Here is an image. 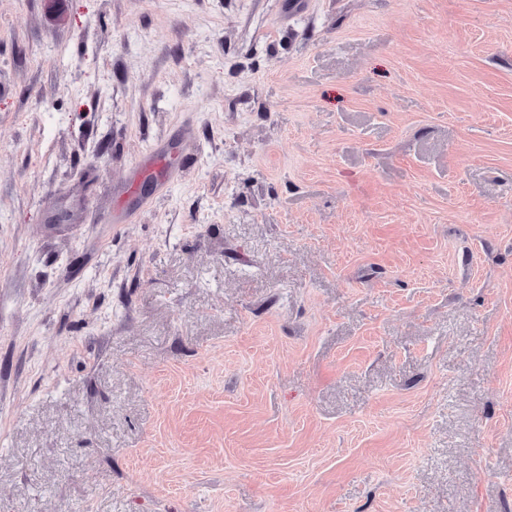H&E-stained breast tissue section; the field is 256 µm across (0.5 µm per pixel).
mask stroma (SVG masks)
I'll return each instance as SVG.
<instances>
[{"label":"stroma","instance_id":"obj_1","mask_svg":"<svg viewBox=\"0 0 512 512\" xmlns=\"http://www.w3.org/2000/svg\"><path fill=\"white\" fill-rule=\"evenodd\" d=\"M0 512H512V0H0Z\"/></svg>","mask_w":512,"mask_h":512}]
</instances>
